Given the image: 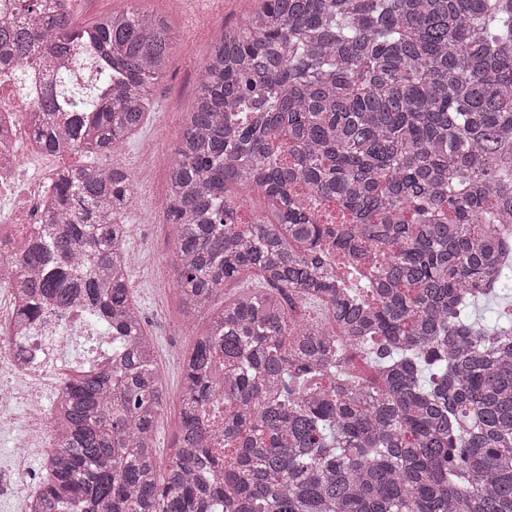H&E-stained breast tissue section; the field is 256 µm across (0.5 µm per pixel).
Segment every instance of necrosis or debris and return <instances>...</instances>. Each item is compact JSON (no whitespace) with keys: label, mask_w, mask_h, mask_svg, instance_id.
Wrapping results in <instances>:
<instances>
[{"label":"necrosis or debris","mask_w":512,"mask_h":512,"mask_svg":"<svg viewBox=\"0 0 512 512\" xmlns=\"http://www.w3.org/2000/svg\"><path fill=\"white\" fill-rule=\"evenodd\" d=\"M47 81L44 70L19 84L11 68L0 69V223L34 226L52 193L55 170L65 160L34 143L25 103L33 101ZM20 300L0 282V438H8L15 467L12 484L21 485L33 502L50 471L31 473L25 466L32 448L48 453L56 441L39 394L57 399L62 370L79 366L96 371L112 361V337L92 322L83 306L65 311L45 306L30 328L19 322Z\"/></svg>","instance_id":"4bbe7bcc"}]
</instances>
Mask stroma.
<instances>
[{
	"label": "stroma",
	"mask_w": 512,
	"mask_h": 512,
	"mask_svg": "<svg viewBox=\"0 0 512 512\" xmlns=\"http://www.w3.org/2000/svg\"><path fill=\"white\" fill-rule=\"evenodd\" d=\"M154 12L167 16L171 23L194 41L191 55L174 52L166 75L155 85V109L148 116L154 127L162 128L157 145L158 174L154 181L136 185L139 198L161 201L169 193L166 170L171 162V146L180 135L179 114L186 111L195 94L193 68L205 58L213 32L224 24L235 23L256 8L257 0H145ZM126 247L132 256L147 253L149 265L130 270L131 288L145 324L153 339L155 361L166 394V404L156 426L159 464L168 461V448L177 432L183 397L182 363L196 340L205 335L207 317L187 322L175 291V244L164 220L133 225Z\"/></svg>",
	"instance_id": "1"
}]
</instances>
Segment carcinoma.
<instances>
[{
  "mask_svg": "<svg viewBox=\"0 0 512 512\" xmlns=\"http://www.w3.org/2000/svg\"><path fill=\"white\" fill-rule=\"evenodd\" d=\"M0 60L50 72L34 139L117 152L145 123L181 33L135 3L75 28L73 0H19ZM184 317L209 318L183 361L174 452L129 288L121 167L56 173L37 232L8 258L20 316L85 303L112 367L75 370L54 409L51 475L30 512H512V321L497 295L512 227V0H259L224 25L168 170ZM256 192L272 216L236 223ZM349 218L322 224L304 199ZM256 273L211 313L228 281ZM323 298L336 326L298 323ZM365 351L372 378L348 373ZM220 403L232 406L224 416ZM511 291H505L480 303L475 309L476 318L484 325H494L506 321V314L511 311Z\"/></svg>",
  "mask_w": 512,
  "mask_h": 512,
  "instance_id": "1",
  "label": "carcinoma"
}]
</instances>
